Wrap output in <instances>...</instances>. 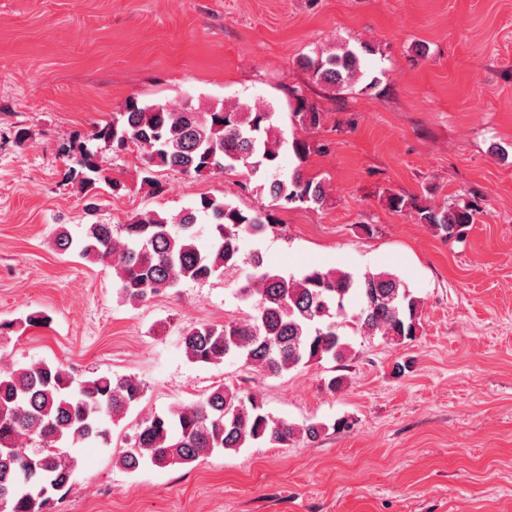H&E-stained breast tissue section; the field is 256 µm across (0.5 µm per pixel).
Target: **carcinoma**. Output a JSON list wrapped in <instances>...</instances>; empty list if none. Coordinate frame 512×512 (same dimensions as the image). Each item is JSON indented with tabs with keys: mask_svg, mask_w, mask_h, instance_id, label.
<instances>
[{
	"mask_svg": "<svg viewBox=\"0 0 512 512\" xmlns=\"http://www.w3.org/2000/svg\"><path fill=\"white\" fill-rule=\"evenodd\" d=\"M372 46L347 44L304 68L325 86L342 90L360 80L364 56ZM319 107L297 96L293 118L315 129L323 122ZM116 156L131 145L143 152L141 184L161 190L159 171L205 177L238 166L260 180L258 189L270 205L244 211L216 196H203L175 214L148 211L124 224L81 225L78 237L67 229L56 236L64 254L75 252L91 262L112 267L117 294L132 306L165 293L184 281L205 282L240 269L241 241L278 230L273 209L292 205L320 208L327 203L323 181L295 169L277 175L282 150L292 146L301 157L310 152L305 141H288L272 123V110L258 105L226 106L220 102L200 109L167 104L126 103L119 117L95 131ZM68 177L85 192L104 181L119 189L98 156L81 148ZM394 211H410L419 224L451 239L474 223L470 205L435 206L417 198L392 194ZM211 224L201 239L200 220ZM250 271L237 288L252 313L243 322L200 323L185 328L180 343L193 363L217 364L239 358L248 367L276 377L324 358L342 360L350 352L343 319L350 300L361 301L354 325L364 334L400 344L420 329V301L388 271L356 275L340 268H311L299 277L282 275L264 264L259 253L249 259ZM145 394L135 377L101 375L79 380L62 365L31 361L0 371V505L3 512H47L56 495H66L77 462L68 448L77 443L106 445L110 424L136 407ZM325 425L295 426L274 420L257 397L220 383L198 401L178 403L164 414L141 420L134 442L118 458L128 472L146 464L159 468L187 466L215 450H236L249 442L273 447L302 436L320 437Z\"/></svg>",
	"mask_w": 512,
	"mask_h": 512,
	"instance_id": "carcinoma-1",
	"label": "carcinoma"
}]
</instances>
